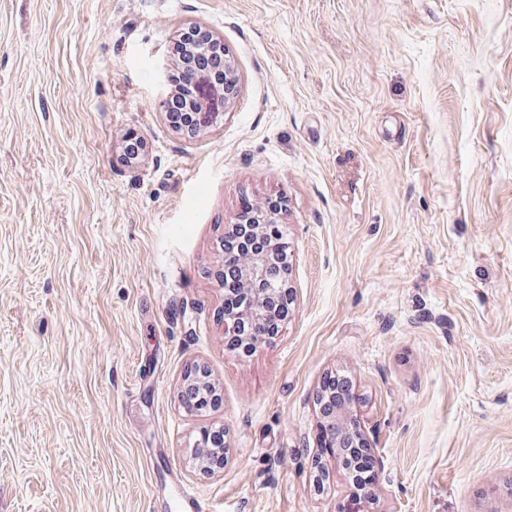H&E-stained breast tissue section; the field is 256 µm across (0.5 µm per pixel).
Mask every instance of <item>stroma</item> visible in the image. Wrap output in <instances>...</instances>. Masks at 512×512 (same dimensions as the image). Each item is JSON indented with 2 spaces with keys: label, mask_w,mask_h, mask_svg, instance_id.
<instances>
[{
  "label": "stroma",
  "mask_w": 512,
  "mask_h": 512,
  "mask_svg": "<svg viewBox=\"0 0 512 512\" xmlns=\"http://www.w3.org/2000/svg\"><path fill=\"white\" fill-rule=\"evenodd\" d=\"M191 26L238 75L196 136L158 106ZM245 197L282 202L292 294L242 360ZM197 364L218 400L191 414ZM336 373L371 512H512V0H0V512H180L179 485L340 512L344 475L312 488ZM178 389L180 399L182 398V395L189 390L199 392L202 399L211 398L213 385L209 379L207 368L199 364L194 365L192 369L184 375ZM356 397L351 390L346 391L340 396H336L335 392L323 391V388L316 393L314 406L320 419L319 427L321 437L324 430L335 429L338 434V443L336 442V457H333L336 469L344 470L345 460L351 459L350 448L353 449V471L352 479L356 493L353 498L357 502L362 501L363 492L370 489L375 482V474L373 463L367 449L358 442H365L363 438L360 422L355 408ZM358 447V448H356ZM202 459L203 461H210L216 459L217 467H224L225 461L228 459V445L226 441L225 431H214L210 433L209 442L202 444Z\"/></svg>",
  "instance_id": "stroma-1"
}]
</instances>
